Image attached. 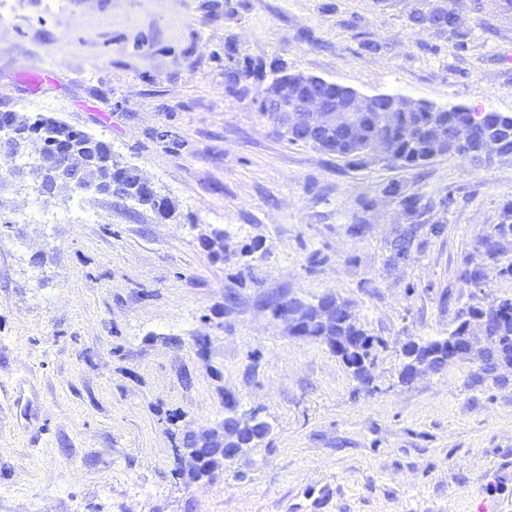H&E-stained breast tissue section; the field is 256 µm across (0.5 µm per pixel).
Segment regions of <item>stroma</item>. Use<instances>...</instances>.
Wrapping results in <instances>:
<instances>
[{
    "label": "stroma",
    "mask_w": 512,
    "mask_h": 512,
    "mask_svg": "<svg viewBox=\"0 0 512 512\" xmlns=\"http://www.w3.org/2000/svg\"><path fill=\"white\" fill-rule=\"evenodd\" d=\"M439 2L9 0L0 112L110 143L174 212L44 198L0 161V512H512V380L467 386L469 364L398 379L407 342L512 298L493 263L463 275L512 201V157L353 162L280 137L258 80L230 86L251 60L512 115V0H452L457 35L411 26ZM328 294L380 340L370 383L271 308ZM228 394L271 432L189 480L177 450Z\"/></svg>",
    "instance_id": "35a3bbf8"
}]
</instances>
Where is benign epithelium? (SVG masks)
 I'll list each match as a JSON object with an SVG mask.
<instances>
[{"mask_svg":"<svg viewBox=\"0 0 512 512\" xmlns=\"http://www.w3.org/2000/svg\"><path fill=\"white\" fill-rule=\"evenodd\" d=\"M390 97L394 98L392 105L396 109L421 110L422 101L406 95H367L349 86L302 73L291 74L273 85V89L265 93L264 100L273 114L277 132L314 143L332 136L337 142L353 148L362 140L357 114L372 110ZM446 140L451 150L461 152L466 160L478 165L512 152L509 148L512 138L504 137L499 130L487 126L480 112L473 113L468 120L454 126L447 133ZM57 154L65 158V167L72 173L73 179L81 180V156L62 143L57 148ZM339 310V302L332 295L322 297L315 304L288 299L281 319L288 333L303 338L311 312L329 317L336 315ZM321 340L334 350L345 348L350 351L358 344L356 336H323ZM452 341L455 347L448 348L447 354H430L435 359V370L440 371L450 364L464 362L479 369H487L497 376L506 370L512 371V363L503 361L499 356L497 337L484 335L477 321H472L468 330L453 337ZM236 423L262 425L256 414L239 412L236 401L228 397L221 422L213 428L189 435L188 443L193 445L190 458L199 456V445L214 441L224 448L226 460H234L241 450L228 447V441Z\"/></svg>","mask_w":512,"mask_h":512,"instance_id":"1","label":"benign epithelium"}]
</instances>
